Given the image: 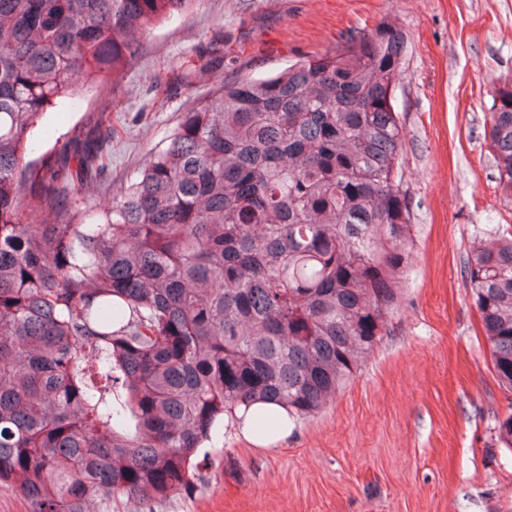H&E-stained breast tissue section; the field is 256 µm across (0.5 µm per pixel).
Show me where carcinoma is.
<instances>
[{
	"label": "carcinoma",
	"mask_w": 512,
	"mask_h": 512,
	"mask_svg": "<svg viewBox=\"0 0 512 512\" xmlns=\"http://www.w3.org/2000/svg\"><path fill=\"white\" fill-rule=\"evenodd\" d=\"M191 0H0V485L32 512H101L191 488L241 406L298 416L379 344L412 245L393 106L404 35L219 84L117 202L49 224L59 187L104 168L95 136L25 162L48 108L114 80ZM485 138L512 195V82ZM29 221H22L23 213ZM465 266L512 393V225Z\"/></svg>",
	"instance_id": "1"
}]
</instances>
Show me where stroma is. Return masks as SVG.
Instances as JSON below:
<instances>
[{
	"label": "stroma",
	"instance_id": "35a3bbf8",
	"mask_svg": "<svg viewBox=\"0 0 512 512\" xmlns=\"http://www.w3.org/2000/svg\"><path fill=\"white\" fill-rule=\"evenodd\" d=\"M389 22L405 35L393 104L404 133L411 265L400 306L346 388L260 448L232 418L189 491L153 512H512V446L464 267L490 224H512L485 121L512 79V0H194L144 35L113 84L48 109L42 151L96 135L104 171L59 206L81 218L118 200L182 112L220 80L262 78ZM218 75L202 73L211 49Z\"/></svg>",
	"mask_w": 512,
	"mask_h": 512
}]
</instances>
